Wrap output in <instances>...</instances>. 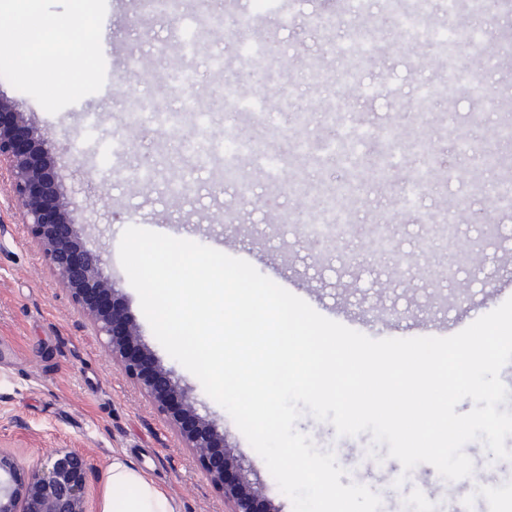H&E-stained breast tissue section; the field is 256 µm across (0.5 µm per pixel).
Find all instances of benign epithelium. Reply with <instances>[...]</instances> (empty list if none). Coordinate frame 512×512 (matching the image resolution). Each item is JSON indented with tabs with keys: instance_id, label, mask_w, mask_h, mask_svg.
I'll return each instance as SVG.
<instances>
[{
	"instance_id": "1",
	"label": "benign epithelium",
	"mask_w": 512,
	"mask_h": 512,
	"mask_svg": "<svg viewBox=\"0 0 512 512\" xmlns=\"http://www.w3.org/2000/svg\"><path fill=\"white\" fill-rule=\"evenodd\" d=\"M54 143L27 113L0 98V170L8 175L9 199L40 243L44 258L71 292L75 304L127 377L175 423L186 447L224 494L229 512H278L262 486L229 450L224 433L199 413L187 387L155 358L105 273L99 252L82 238L69 199L51 164ZM88 457L57 449L38 469L23 470L15 452L0 446V512H89Z\"/></svg>"
}]
</instances>
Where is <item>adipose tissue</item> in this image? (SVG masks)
<instances>
[{
	"instance_id": "obj_1",
	"label": "adipose tissue",
	"mask_w": 512,
	"mask_h": 512,
	"mask_svg": "<svg viewBox=\"0 0 512 512\" xmlns=\"http://www.w3.org/2000/svg\"><path fill=\"white\" fill-rule=\"evenodd\" d=\"M175 500L144 471L120 458L108 466L101 512H177Z\"/></svg>"
}]
</instances>
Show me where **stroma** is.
<instances>
[{
    "label": "stroma",
    "instance_id": "1",
    "mask_svg": "<svg viewBox=\"0 0 512 512\" xmlns=\"http://www.w3.org/2000/svg\"><path fill=\"white\" fill-rule=\"evenodd\" d=\"M294 25L274 28V0H235L223 23H210L222 0H180L175 13L142 15L139 0H106L102 29L106 76L100 91L60 112L0 78V97L13 101L56 145L54 163L75 204L88 245L101 249L145 342L224 431L238 459L263 486L277 512H293L264 460L228 412L156 339L140 299L120 263L123 231L138 226L184 237L247 258L261 274L288 280L294 295L315 311L341 315L346 327L373 339L412 338L453 323L466 328L512 297V209L499 208V172L476 155L493 150L498 132L512 123L501 104L512 100V58L499 54L501 32L512 17L486 11L445 16L441 0H426L427 22L416 37L397 34L385 0H283ZM331 12L330 27L308 26L309 16ZM254 16L276 60V74L240 50L252 37L239 26ZM478 30L454 59L433 37L441 24ZM362 30L376 47L372 66L350 83L341 106L337 82L348 62L341 45ZM141 60L139 76L125 77L129 51ZM320 57V78L307 71ZM238 93H261L263 112H228L225 84ZM173 115L159 124L143 113L128 117L133 101ZM261 152L302 162L268 174L258 154L230 155L242 129ZM234 157L245 195L224 185V160ZM430 175L412 208L403 194L421 168ZM360 178L354 200L331 210L320 201ZM450 212L460 226L451 245L434 218ZM346 228L335 244L311 234L320 214ZM494 225L498 240L485 246L479 232ZM389 229L393 248L375 250L378 228ZM455 261L458 274L443 281L409 275L401 257ZM296 428L345 469L342 485L358 483L381 499L379 512H448L462 495L498 498L496 512H512V461L494 460L481 441L469 442L472 476L445 480L429 464L404 471L370 433L338 436L333 425L302 414ZM0 443L11 446L28 470L58 448H73L92 464L89 501L99 512L112 457L147 472L178 504L179 512H227L222 492L185 447L173 422L160 414L98 342L68 289L29 233L22 214L0 189ZM376 456H369V449Z\"/></svg>",
    "mask_w": 512,
    "mask_h": 512
}]
</instances>
